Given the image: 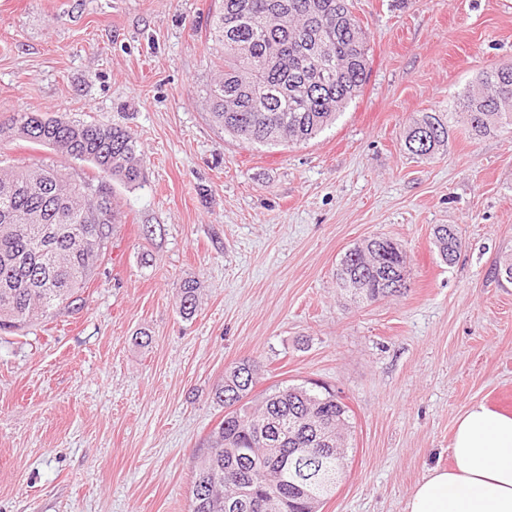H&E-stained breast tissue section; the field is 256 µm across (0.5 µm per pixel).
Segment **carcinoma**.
<instances>
[{"mask_svg":"<svg viewBox=\"0 0 512 512\" xmlns=\"http://www.w3.org/2000/svg\"><path fill=\"white\" fill-rule=\"evenodd\" d=\"M218 60L207 89L215 123L246 145L305 144L331 127L359 97L368 42L352 0H219L209 23ZM475 137L512 127V65L482 71L448 117L424 113L406 149L426 156L449 142L450 120ZM24 139L86 162L98 178L77 180L54 166H0V331H19L79 300L105 256L119 211L112 182L144 178L136 138L127 130L67 114L17 112L0 122V140ZM442 260L464 242L434 229ZM336 282L364 302L406 288V256L385 235L347 250ZM197 282L179 286L180 308L196 309ZM256 365L224 373L213 399L224 419L209 433L190 494V512H313L336 485L348 451L347 406L325 387L285 386L252 398ZM240 506L225 509V502Z\"/></svg>","mask_w":512,"mask_h":512,"instance_id":"obj_1","label":"carcinoma"}]
</instances>
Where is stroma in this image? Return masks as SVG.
Here are the masks:
<instances>
[{"label": "stroma", "mask_w": 512, "mask_h": 512, "mask_svg": "<svg viewBox=\"0 0 512 512\" xmlns=\"http://www.w3.org/2000/svg\"><path fill=\"white\" fill-rule=\"evenodd\" d=\"M370 45L362 95L308 143L245 146L206 92L215 0H0V122L17 112L130 131L145 178L113 183L112 244L72 306L0 334V512H189L194 466L250 358L254 394L329 385L351 448L320 512H405L451 464L472 403L512 414V129L408 153L407 126L448 113L512 65V0H354ZM91 165L21 139L0 163ZM465 246L445 263L436 225ZM383 234L403 293L356 303L334 272ZM199 285L193 315L176 286Z\"/></svg>", "instance_id": "stroma-1"}]
</instances>
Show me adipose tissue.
<instances>
[{"mask_svg":"<svg viewBox=\"0 0 512 512\" xmlns=\"http://www.w3.org/2000/svg\"><path fill=\"white\" fill-rule=\"evenodd\" d=\"M452 464L412 490L406 512H512V415L471 404L456 422Z\"/></svg>","mask_w":512,"mask_h":512,"instance_id":"obj_1","label":"adipose tissue"}]
</instances>
